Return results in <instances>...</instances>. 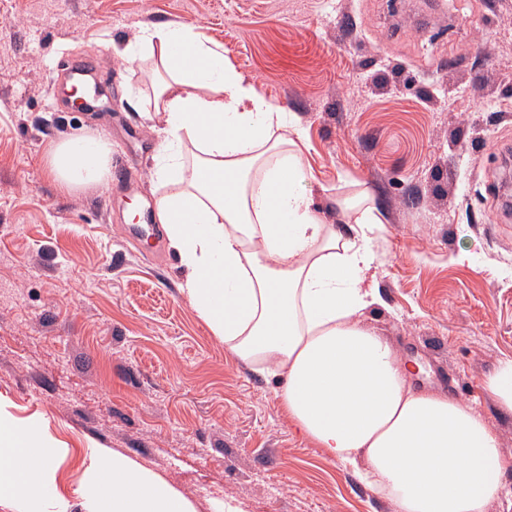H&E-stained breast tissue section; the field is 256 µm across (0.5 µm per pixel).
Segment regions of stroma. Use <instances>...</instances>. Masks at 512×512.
<instances>
[{
    "mask_svg": "<svg viewBox=\"0 0 512 512\" xmlns=\"http://www.w3.org/2000/svg\"><path fill=\"white\" fill-rule=\"evenodd\" d=\"M181 23L299 120L306 191L373 210L380 301L366 324L418 359V388L474 404L512 358V0H0V411L58 448L53 494L86 512L89 459L127 456L193 512H394L295 431L278 381L224 349L175 252L126 232L156 208L163 137L118 48ZM94 56L106 107L63 108L62 65ZM103 135L129 183L65 193L51 143Z\"/></svg>",
    "mask_w": 512,
    "mask_h": 512,
    "instance_id": "obj_1",
    "label": "stroma"
}]
</instances>
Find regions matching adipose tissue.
Here are the masks:
<instances>
[{"instance_id":"ef3b65f1","label":"adipose tissue","mask_w":512,"mask_h":512,"mask_svg":"<svg viewBox=\"0 0 512 512\" xmlns=\"http://www.w3.org/2000/svg\"><path fill=\"white\" fill-rule=\"evenodd\" d=\"M122 55L154 60L164 137L156 213L184 270L181 290L225 350L282 377L300 434L352 468L395 512H488L512 470L500 435L473 405L415 388L414 367L362 320L374 254L371 211L327 223L302 182V138L289 114L224 62V48L180 24L147 27ZM61 189H104L112 144L72 135L49 146ZM54 444L38 422L0 412V498L46 512ZM90 512H192L158 476L119 454L94 455Z\"/></svg>"}]
</instances>
